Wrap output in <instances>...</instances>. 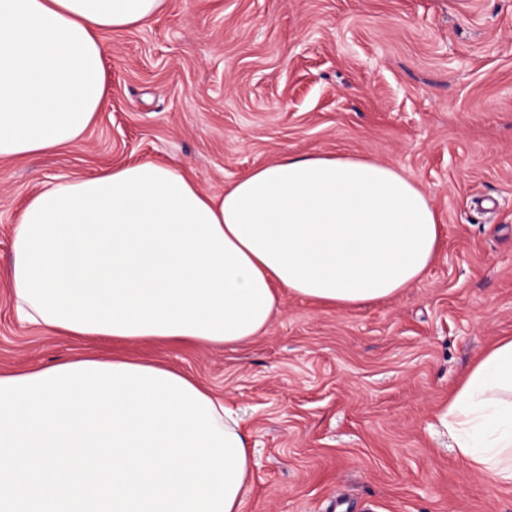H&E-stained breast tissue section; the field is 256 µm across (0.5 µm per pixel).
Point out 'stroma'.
<instances>
[{
  "label": "stroma",
  "mask_w": 512,
  "mask_h": 512,
  "mask_svg": "<svg viewBox=\"0 0 512 512\" xmlns=\"http://www.w3.org/2000/svg\"><path fill=\"white\" fill-rule=\"evenodd\" d=\"M100 38L107 99L82 141L0 161V372L86 353L189 373L248 432L243 512H512V485L469 470L440 421L512 336V0H165ZM346 153L440 216V258L394 297L338 309L283 289L235 347L78 341L15 314L13 228L50 177L154 160L220 194L286 155Z\"/></svg>",
  "instance_id": "stroma-1"
}]
</instances>
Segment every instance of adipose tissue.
<instances>
[{
  "instance_id": "ef3b65f1",
  "label": "adipose tissue",
  "mask_w": 512,
  "mask_h": 512,
  "mask_svg": "<svg viewBox=\"0 0 512 512\" xmlns=\"http://www.w3.org/2000/svg\"><path fill=\"white\" fill-rule=\"evenodd\" d=\"M165 0H0V160L76 144L106 103L98 34ZM443 245L426 192L359 156H285L212 195L144 160L50 181L26 201L8 268L29 324L79 339L234 345L263 335L279 289L338 307L419 284ZM457 456L512 484V336L441 416Z\"/></svg>"
}]
</instances>
